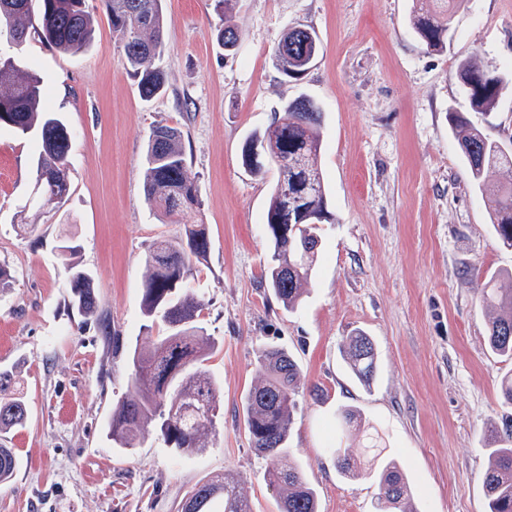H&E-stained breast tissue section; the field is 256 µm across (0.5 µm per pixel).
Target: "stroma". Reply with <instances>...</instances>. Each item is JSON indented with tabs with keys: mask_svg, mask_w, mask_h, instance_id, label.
I'll return each instance as SVG.
<instances>
[{
	"mask_svg": "<svg viewBox=\"0 0 512 512\" xmlns=\"http://www.w3.org/2000/svg\"><path fill=\"white\" fill-rule=\"evenodd\" d=\"M95 40L58 52L37 33L22 49L45 104L72 134L71 196L63 209L25 203L36 176L38 131L0 130V370L14 373L29 408L9 436L21 464L0 485V512H178L203 477L232 469L254 512H276L266 457L250 445L242 398L258 380L256 350H287L301 370L288 445L316 491L319 512H375L369 478L340 474L330 448L341 408L382 431L401 463L418 512H488L483 476L487 424L512 419L499 378L512 363L485 343L479 294L512 272V249L492 233L487 206L468 178L449 115L468 114L491 139L512 144V0H464L445 51L428 50L410 17L414 0H164L165 94L142 100L101 0H91ZM238 28L236 50L216 40ZM313 30L319 53L299 79L280 75L272 53L284 30ZM473 58L505 85L490 116L471 111L456 76ZM322 110L321 170L331 223L319 225V256L296 309L262 272L276 171L254 175L241 152L289 100ZM178 128L202 202L210 248L191 286L207 303L201 324L219 346L208 362L221 421L201 454L186 457L156 437L112 442V409L129 391L123 343L149 345L142 326L145 255L181 234L146 202L142 163L150 130ZM72 237L76 263L94 276L99 319L68 308L69 269L58 245ZM364 331L378 352L370 385L349 373L346 336ZM320 386L322 399L309 389Z\"/></svg>",
	"mask_w": 512,
	"mask_h": 512,
	"instance_id": "1",
	"label": "stroma"
}]
</instances>
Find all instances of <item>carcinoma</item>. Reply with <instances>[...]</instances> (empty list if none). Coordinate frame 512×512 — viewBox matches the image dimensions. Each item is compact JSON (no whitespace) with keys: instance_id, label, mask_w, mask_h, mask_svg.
<instances>
[{"instance_id":"cac0c4a2","label":"carcinoma","mask_w":512,"mask_h":512,"mask_svg":"<svg viewBox=\"0 0 512 512\" xmlns=\"http://www.w3.org/2000/svg\"><path fill=\"white\" fill-rule=\"evenodd\" d=\"M33 0H0V42L16 48L26 41L32 24ZM38 35L64 54H78L94 39V21L87 0H38ZM120 39L127 66L138 80L140 97L151 100L166 91L167 77L156 65L164 50L166 18L163 0H103ZM411 24L426 48L443 51L450 38L451 10L458 0H416ZM318 53V39L306 29L287 31L273 52V63L285 78L297 79L303 63ZM457 77L472 109L489 115L496 108L504 79L483 69L475 60L458 63ZM42 95L40 77L16 54L0 53V128L23 134L38 128L41 139L37 176L31 202L39 199L61 208L69 199L68 156L71 133L53 112L38 111ZM451 128L468 167L472 185L485 198L493 232L503 246L512 248V149L489 139L461 113L450 117ZM321 110L314 101L299 97L286 103L261 134L249 138L243 164L253 173L271 161L278 178L273 184L266 213L271 254L264 272L275 296L289 309L304 293L318 251L306 245L319 240L315 222L327 213V191L319 164ZM145 198L158 216L169 221L201 208L196 181L189 170L182 133L176 127L154 126L144 154ZM501 174L488 183L485 171ZM78 246H59L71 272L69 306L94 315L98 299L91 275L78 267L73 256ZM209 238L202 224L184 226L176 240L159 239L147 251V274L142 288L141 311L151 323L161 320L165 334L152 346L131 353L133 372L129 393L112 410V441L128 447L139 436L155 435L179 453H196L206 445L201 438L216 430L217 381L206 363L216 340L199 325L205 303L190 288L195 266L206 260ZM480 302L489 313L487 346L495 355L512 361V274L492 276L482 289ZM343 356L350 373L363 385L377 373L378 355L372 339L358 331L345 338ZM261 382L244 397V425L254 449L269 459L265 481L277 495V512H318L315 490L288 448L295 397L301 383L300 367L287 351L272 345L257 349ZM28 405L14 375L0 370V435L25 426ZM340 440L330 449L340 473L357 476L360 459L346 452L379 456L382 438L377 429L361 427L358 415L345 408L337 414ZM492 448L483 476L489 512H512V423L486 429ZM20 463L14 448L0 444V483L11 479ZM377 484L376 512H417L412 491L401 465L387 459L364 472ZM242 476L226 470L202 479L185 499L186 512H213L221 498L224 512H253L240 486Z\"/></svg>"}]
</instances>
